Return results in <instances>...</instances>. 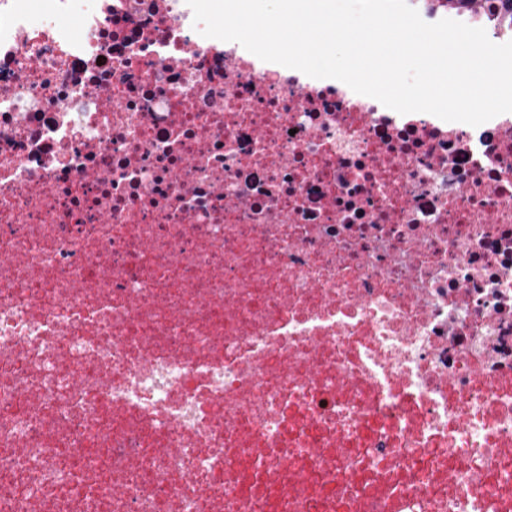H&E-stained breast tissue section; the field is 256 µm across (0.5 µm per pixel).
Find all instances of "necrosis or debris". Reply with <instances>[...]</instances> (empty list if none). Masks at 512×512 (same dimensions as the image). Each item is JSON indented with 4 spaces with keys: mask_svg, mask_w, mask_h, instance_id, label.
Returning a JSON list of instances; mask_svg holds the SVG:
<instances>
[{
    "mask_svg": "<svg viewBox=\"0 0 512 512\" xmlns=\"http://www.w3.org/2000/svg\"><path fill=\"white\" fill-rule=\"evenodd\" d=\"M0 257V512H512V113L0 0Z\"/></svg>",
    "mask_w": 512,
    "mask_h": 512,
    "instance_id": "1",
    "label": "necrosis or debris"
}]
</instances>
